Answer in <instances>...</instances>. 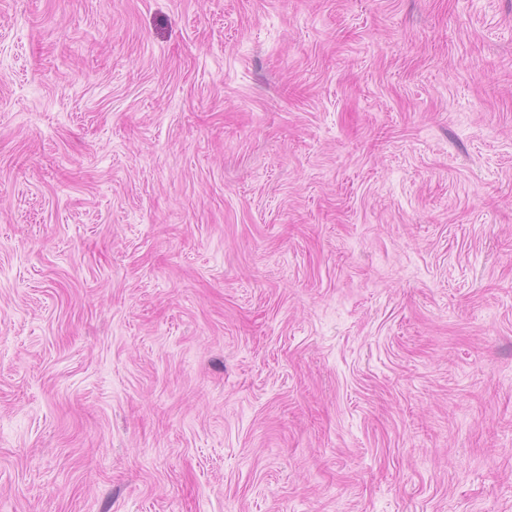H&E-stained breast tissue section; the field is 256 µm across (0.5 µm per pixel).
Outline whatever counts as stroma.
I'll return each instance as SVG.
<instances>
[{
  "label": "stroma",
  "instance_id": "obj_1",
  "mask_svg": "<svg viewBox=\"0 0 512 512\" xmlns=\"http://www.w3.org/2000/svg\"><path fill=\"white\" fill-rule=\"evenodd\" d=\"M0 512H512V0H0Z\"/></svg>",
  "mask_w": 512,
  "mask_h": 512
}]
</instances>
